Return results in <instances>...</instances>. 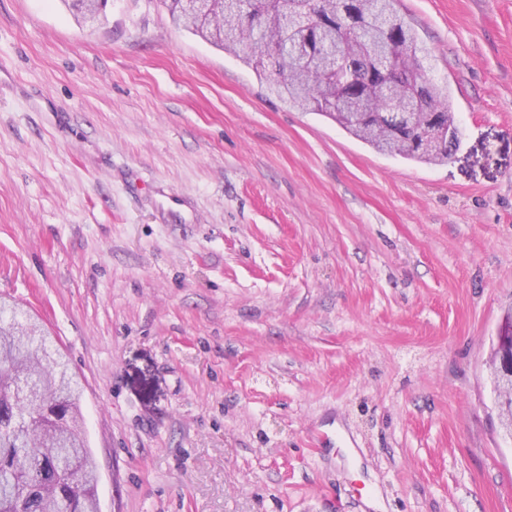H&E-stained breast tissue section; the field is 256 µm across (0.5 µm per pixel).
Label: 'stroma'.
<instances>
[{
	"instance_id": "stroma-1",
	"label": "stroma",
	"mask_w": 512,
	"mask_h": 512,
	"mask_svg": "<svg viewBox=\"0 0 512 512\" xmlns=\"http://www.w3.org/2000/svg\"><path fill=\"white\" fill-rule=\"evenodd\" d=\"M452 163L268 94L162 0H0V299L83 387L101 512H512V0H398ZM419 108L421 112H426L429 117L434 116L441 124L447 123L448 119L453 120V96L450 85L445 88L428 86L418 93ZM512 350V324H504L496 336V345L490 361L492 375L499 389L512 394V374L501 369L502 363L509 357Z\"/></svg>"
}]
</instances>
